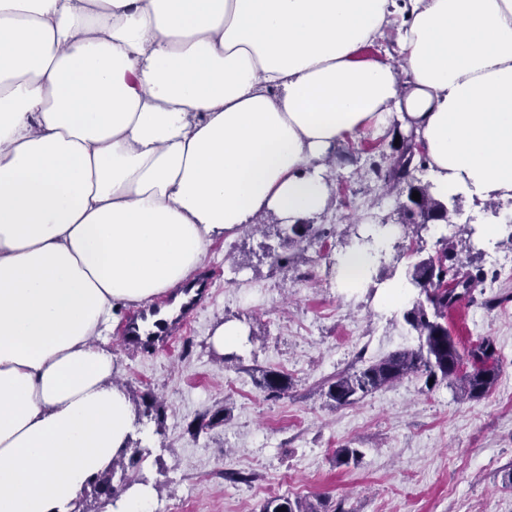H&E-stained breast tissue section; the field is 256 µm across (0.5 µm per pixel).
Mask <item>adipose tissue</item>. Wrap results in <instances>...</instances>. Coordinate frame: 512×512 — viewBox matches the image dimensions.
Returning a JSON list of instances; mask_svg holds the SVG:
<instances>
[{"mask_svg": "<svg viewBox=\"0 0 512 512\" xmlns=\"http://www.w3.org/2000/svg\"><path fill=\"white\" fill-rule=\"evenodd\" d=\"M395 118L441 194L512 198V0H0V512H70L127 453L118 309L324 212L337 145Z\"/></svg>", "mask_w": 512, "mask_h": 512, "instance_id": "ef3b65f1", "label": "adipose tissue"}]
</instances>
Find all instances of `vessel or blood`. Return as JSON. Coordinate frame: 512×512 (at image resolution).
<instances>
[{
  "mask_svg": "<svg viewBox=\"0 0 512 512\" xmlns=\"http://www.w3.org/2000/svg\"><path fill=\"white\" fill-rule=\"evenodd\" d=\"M210 282L198 277L181 284L163 303L142 308L128 320L120 341L132 350L169 344L207 298Z\"/></svg>",
  "mask_w": 512,
  "mask_h": 512,
  "instance_id": "vessel-or-blood-1",
  "label": "vessel or blood"
}]
</instances>
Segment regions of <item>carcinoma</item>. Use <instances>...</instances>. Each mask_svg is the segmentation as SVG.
Segmentation results:
<instances>
[{
    "label": "carcinoma",
    "mask_w": 512,
    "mask_h": 512,
    "mask_svg": "<svg viewBox=\"0 0 512 512\" xmlns=\"http://www.w3.org/2000/svg\"><path fill=\"white\" fill-rule=\"evenodd\" d=\"M409 136L390 159L388 166L372 169L375 176L389 190L398 195H407L411 206H402L409 218L419 217L425 227L431 221L448 222V208L430 192L429 187L417 184L412 163L419 159V167H425L424 152L413 148ZM418 192L420 200L412 199ZM439 248L430 255L412 264L406 273V283L418 291L413 306L403 313V319L415 331L418 344L403 347L389 355L369 362L358 371L340 372L327 380L326 398L336 406L353 404L379 387L392 383L406 375L414 374L434 380V384L448 383L459 388L469 399H479L496 384L499 367L493 339L486 337L465 352L459 347L448 330L447 313L459 301L468 297L473 288L485 279L483 272L462 270L456 254L448 247V237L438 239ZM260 387L271 395L288 388V378L268 371L263 375ZM113 472L97 476L92 482L94 492L111 499L115 492L112 485ZM328 512L311 501L285 495L267 499L261 512Z\"/></svg>",
    "instance_id": "obj_1"
}]
</instances>
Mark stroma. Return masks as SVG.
Wrapping results in <instances>:
<instances>
[{
  "instance_id": "1",
  "label": "stroma",
  "mask_w": 512,
  "mask_h": 512,
  "mask_svg": "<svg viewBox=\"0 0 512 512\" xmlns=\"http://www.w3.org/2000/svg\"><path fill=\"white\" fill-rule=\"evenodd\" d=\"M402 126L382 134L384 152L360 138L337 145L332 203L310 216L318 234L306 249L287 242V225L269 215L259 227L215 238L200 272L210 294L174 346L150 353L124 348L119 336L130 309L118 312L105 345L120 371L118 382L131 404L154 396L166 405L164 422L141 417L134 439L149 454L139 468H116L112 483L142 474L155 488L151 512H260L274 495L329 498L344 512H512V273L496 258L512 256V198L462 197L449 209L448 243L484 281L448 312V329L459 349L491 337L499 378L481 399L460 398L442 384L427 388L408 376L359 402L332 406L322 395L325 379L417 343L401 308H384L383 283L339 287L329 261L357 244L365 228L398 227L385 268L404 276L409 259L397 245L435 253L440 234L403 223L402 200L385 193L372 172L396 150ZM499 225V233L470 243V228ZM275 248L288 267L273 270ZM236 320L253 336L242 365L225 362L209 338L220 323ZM288 375L280 397H268L262 372ZM225 417L218 424L216 411ZM340 448L359 449L358 461L342 464ZM229 472L252 474L250 482L226 480Z\"/></svg>"
}]
</instances>
